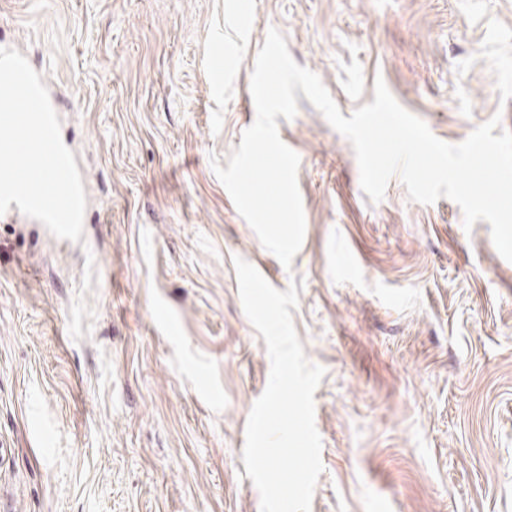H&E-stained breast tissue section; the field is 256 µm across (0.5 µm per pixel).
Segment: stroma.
I'll list each match as a JSON object with an SVG mask.
<instances>
[{"label": "stroma", "mask_w": 512, "mask_h": 512, "mask_svg": "<svg viewBox=\"0 0 512 512\" xmlns=\"http://www.w3.org/2000/svg\"><path fill=\"white\" fill-rule=\"evenodd\" d=\"M0 0L41 50L88 172L81 250L0 219V512H261L242 460L270 358L234 257L276 289L325 375L311 512H512V262L488 222L392 178L363 193L351 143L304 94L291 267L216 177L256 118L270 28L343 116L376 78L450 144L512 131V0Z\"/></svg>", "instance_id": "stroma-1"}]
</instances>
